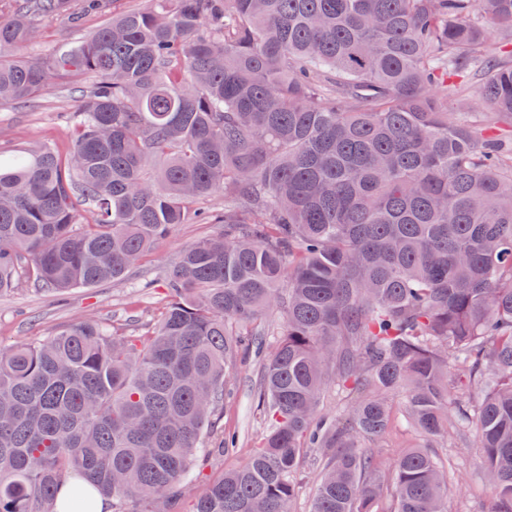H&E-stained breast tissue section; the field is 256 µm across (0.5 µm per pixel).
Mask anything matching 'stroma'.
Here are the masks:
<instances>
[{
  "mask_svg": "<svg viewBox=\"0 0 512 512\" xmlns=\"http://www.w3.org/2000/svg\"><path fill=\"white\" fill-rule=\"evenodd\" d=\"M102 21L99 14L85 16L79 22L68 16L45 20L23 55L32 61L42 60L59 43L91 35ZM80 100L79 90L57 85L31 99L0 107V148L15 153L38 142H50L61 154H68L74 143L68 114L78 107ZM220 230L217 224L180 225L119 283L104 282L63 293L25 287L1 295L0 345L43 336L77 320L117 325L150 319L161 311L167 299L164 272L177 253L197 239ZM260 373L261 361L254 357L241 363L232 375L235 397L225 404L216 425L219 430L236 433L239 447L213 457L207 466L196 470L185 487L186 497L203 493L212 477L247 460L263 431L255 408ZM437 454L448 466L453 512H484L489 489L482 479L481 450L473 433L449 436Z\"/></svg>",
  "mask_w": 512,
  "mask_h": 512,
  "instance_id": "stroma-1",
  "label": "stroma"
}]
</instances>
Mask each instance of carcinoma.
I'll use <instances>...</instances> for the list:
<instances>
[{
	"mask_svg": "<svg viewBox=\"0 0 512 512\" xmlns=\"http://www.w3.org/2000/svg\"><path fill=\"white\" fill-rule=\"evenodd\" d=\"M11 2L0 106L93 82L68 154L0 153V294L120 280L182 224L224 233L177 254L140 332L0 347V512H172L197 456L235 448L208 440L240 330L273 311L265 432L189 512H294L310 451V512H451L431 449L465 429L488 512H512V148L487 134L512 129L489 40L512 42V0H147L36 62L40 21L105 0ZM484 69L490 119L459 122L451 77ZM396 396L425 444L387 468Z\"/></svg>",
	"mask_w": 512,
	"mask_h": 512,
	"instance_id": "obj_1",
	"label": "carcinoma"
}]
</instances>
